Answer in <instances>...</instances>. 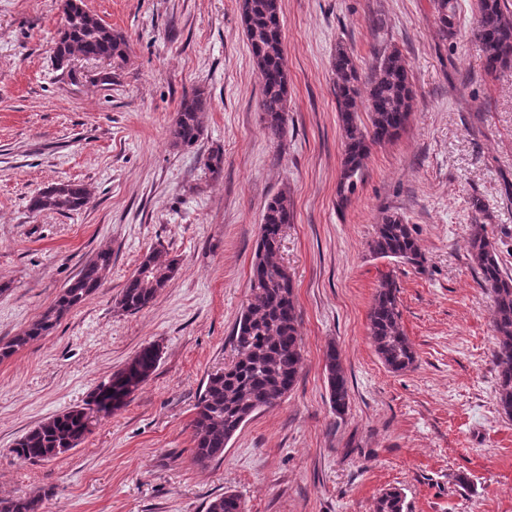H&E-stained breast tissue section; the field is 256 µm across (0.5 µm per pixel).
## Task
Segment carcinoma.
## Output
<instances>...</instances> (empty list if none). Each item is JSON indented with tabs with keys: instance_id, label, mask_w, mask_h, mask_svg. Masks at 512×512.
<instances>
[{
	"instance_id": "1",
	"label": "carcinoma",
	"mask_w": 512,
	"mask_h": 512,
	"mask_svg": "<svg viewBox=\"0 0 512 512\" xmlns=\"http://www.w3.org/2000/svg\"><path fill=\"white\" fill-rule=\"evenodd\" d=\"M238 7L253 60L263 79L260 109L264 112L265 129L271 138L280 139L285 134L288 112L281 0H238ZM433 8L444 41L455 34V0H433ZM473 34L482 46L487 72L512 66V0H478ZM126 52L127 42L122 34L78 10L64 19L63 30L53 46V58L61 68L80 55L122 59ZM332 67L344 140L336 191L337 205L342 206L362 183L369 144L391 140L405 128L414 93L405 60L396 49L383 52L363 76L349 51L339 46ZM362 82L367 85V127L362 125L356 110ZM207 108L208 101L202 91L183 96L178 117L170 129L174 146L185 149L196 146L203 131L202 114ZM90 199L91 194L84 185L64 181L54 195L38 192L30 197L28 209L76 212L85 208ZM293 217V202L286 191L273 196L263 210L261 235L251 269L254 300L242 311L237 323V358L233 364L208 375L195 404L191 452L193 461L201 467L223 459L228 442L252 414L276 404L298 381L303 356L295 285L288 268L278 259L279 250L271 246V241L293 222ZM486 220L485 203L479 198L472 199L469 254L480 284L492 300L497 401L502 413L512 418V274L501 265ZM368 249L375 258L415 265L424 261L413 228L396 213L382 217ZM111 267L112 250L97 251L36 320L10 339H0V362L51 334L68 313L102 286ZM177 269L178 259L174 257L155 251L146 254L126 280L116 305L129 314L149 308ZM398 294L393 280H383L368 315L375 351L394 372L408 370L416 362L414 348L401 326ZM324 360L331 408L341 415L348 407L349 394L335 346L327 347ZM158 361L156 346L143 347L124 368L100 383L83 404L27 432L16 443L13 453L23 462L37 463L57 457L64 448L77 447L99 420L126 404L131 395L127 384L133 380L144 383ZM47 496L45 492L0 498V512H41ZM406 509V497L397 488L385 490L373 504V512H406ZM206 512H244V507L236 494L227 491L210 499Z\"/></svg>"
}]
</instances>
